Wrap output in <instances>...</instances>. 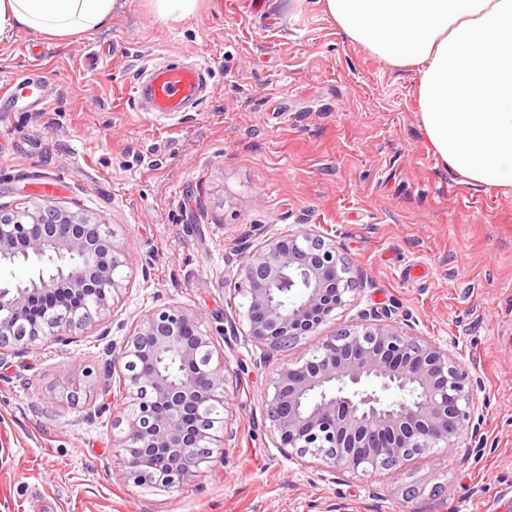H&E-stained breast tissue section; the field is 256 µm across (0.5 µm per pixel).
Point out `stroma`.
Listing matches in <instances>:
<instances>
[{"label": "stroma", "instance_id": "stroma-1", "mask_svg": "<svg viewBox=\"0 0 512 512\" xmlns=\"http://www.w3.org/2000/svg\"><path fill=\"white\" fill-rule=\"evenodd\" d=\"M90 52L103 56L94 72ZM170 53L210 66L207 98L185 114L138 111L126 85ZM34 66L52 106L0 113V205L49 196L100 215L127 263L124 289L77 342L0 356V512H512V192L468 185L430 151L417 69L345 39L324 0H199L166 21L151 0H117L94 33L20 29L0 43V85ZM298 224L335 246L355 288L332 320L273 351L249 340L234 275L245 247ZM171 304L211 338L229 400L197 476L146 488L118 473L115 421L134 404L123 360L102 356ZM370 308L450 343L482 379V456L438 446L342 474L278 448L275 366Z\"/></svg>", "mask_w": 512, "mask_h": 512}]
</instances>
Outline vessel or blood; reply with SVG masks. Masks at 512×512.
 <instances>
[{
	"label": "vessel or blood",
	"mask_w": 512,
	"mask_h": 512,
	"mask_svg": "<svg viewBox=\"0 0 512 512\" xmlns=\"http://www.w3.org/2000/svg\"><path fill=\"white\" fill-rule=\"evenodd\" d=\"M210 69L206 63L178 60L147 62L129 86V96L137 109L160 114H180L201 102L209 89ZM47 110L51 101L46 82L39 72L16 78L10 92L0 99V108L19 112L32 107Z\"/></svg>",
	"instance_id": "vessel-or-blood-1"
}]
</instances>
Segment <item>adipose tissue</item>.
<instances>
[{
  "mask_svg": "<svg viewBox=\"0 0 512 512\" xmlns=\"http://www.w3.org/2000/svg\"><path fill=\"white\" fill-rule=\"evenodd\" d=\"M114 0H0V41L24 29L96 30ZM339 31L395 68L417 67L432 152L474 186L512 192V0H325Z\"/></svg>",
  "mask_w": 512,
  "mask_h": 512,
  "instance_id": "adipose-tissue-1",
  "label": "adipose tissue"
}]
</instances>
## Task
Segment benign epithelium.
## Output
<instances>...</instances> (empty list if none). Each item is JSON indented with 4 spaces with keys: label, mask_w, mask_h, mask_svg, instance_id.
Segmentation results:
<instances>
[{
    "label": "benign epithelium",
    "mask_w": 512,
    "mask_h": 512,
    "mask_svg": "<svg viewBox=\"0 0 512 512\" xmlns=\"http://www.w3.org/2000/svg\"><path fill=\"white\" fill-rule=\"evenodd\" d=\"M16 257L53 259L61 268L32 287L0 282V351L11 344L24 350L48 336L73 341L125 288L124 248L86 213L0 205V266ZM348 274L336 249L306 227L243 251L234 291L247 300V336L288 347L345 306L353 290ZM168 353L180 362L176 381L154 365ZM115 354L125 359V388L138 405L113 444L121 475L138 485L177 487L211 454L215 426L200 407L226 404L225 365L213 364L210 339L180 306L142 314L120 347L104 349V366ZM273 388L268 416L280 447L338 471L391 469L441 442L452 456L487 447L476 400L481 378L449 348L393 325L386 311H360L302 363L282 360Z\"/></svg>",
    "instance_id": "benign-epithelium-1"
}]
</instances>
